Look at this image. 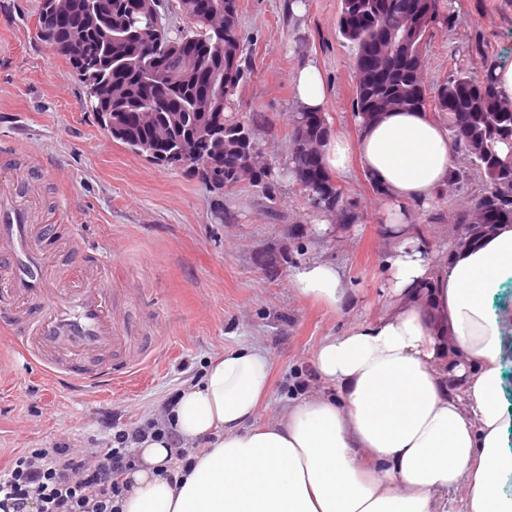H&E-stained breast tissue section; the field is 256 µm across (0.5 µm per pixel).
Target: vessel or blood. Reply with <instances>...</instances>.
Wrapping results in <instances>:
<instances>
[{"label": "vessel or blood", "instance_id": "1", "mask_svg": "<svg viewBox=\"0 0 512 512\" xmlns=\"http://www.w3.org/2000/svg\"><path fill=\"white\" fill-rule=\"evenodd\" d=\"M16 171L0 173V346L27 353L56 384L75 392L105 389L141 371L119 319L109 259L99 265L51 264L41 244L34 200L17 190Z\"/></svg>", "mask_w": 512, "mask_h": 512}]
</instances>
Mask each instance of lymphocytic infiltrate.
I'll return each instance as SVG.
<instances>
[{
	"instance_id": "1",
	"label": "lymphocytic infiltrate",
	"mask_w": 512,
	"mask_h": 512,
	"mask_svg": "<svg viewBox=\"0 0 512 512\" xmlns=\"http://www.w3.org/2000/svg\"><path fill=\"white\" fill-rule=\"evenodd\" d=\"M177 441L173 429L112 427L106 448L34 449L0 470V495L13 512H115L125 492L122 475L135 467V446L146 434Z\"/></svg>"
}]
</instances>
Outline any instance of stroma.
<instances>
[{
	"label": "stroma",
	"instance_id": "1",
	"mask_svg": "<svg viewBox=\"0 0 512 512\" xmlns=\"http://www.w3.org/2000/svg\"><path fill=\"white\" fill-rule=\"evenodd\" d=\"M40 0H0V168L33 177L46 247L70 264L68 239L86 244L80 261L110 255L117 303L136 348L153 362L131 386L81 394L50 383L19 352L0 354V469L34 448H101L112 425L157 418L161 406L198 382L224 348L264 347L271 390L257 422L291 402L333 396L313 356L321 341L383 312L382 258L389 241L378 215L385 197L361 169L339 177L359 215L326 236L313 232L321 214L280 170L290 153L293 74L314 58L325 78L332 133H357L353 46L336 31L340 0H306L292 17L287 0H237L248 71L232 108L239 119L268 116L262 151L274 170L273 199L241 182L217 192L197 175L164 169L112 141L98 128L70 65L35 34ZM448 23L428 39L422 79L433 87L483 61L512 65V0H447ZM470 187L443 191L438 206H413V227L437 258L448 259L451 216ZM310 257L343 271L352 300L330 312L299 294L293 266Z\"/></svg>",
	"mask_w": 512,
	"mask_h": 512
}]
</instances>
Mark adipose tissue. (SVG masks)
Wrapping results in <instances>:
<instances>
[{
	"label": "adipose tissue",
	"instance_id": "adipose-tissue-1",
	"mask_svg": "<svg viewBox=\"0 0 512 512\" xmlns=\"http://www.w3.org/2000/svg\"><path fill=\"white\" fill-rule=\"evenodd\" d=\"M293 83L298 111L325 112L315 60H301ZM322 163L339 176L359 165L383 189L391 241L385 313L326 337L314 356L338 398L309 396L256 423L271 359L257 346L225 349L164 415L191 444L192 469L170 482V443L143 439L137 466L122 476L119 512H441L458 488L464 512H512V411L491 308L512 279V225L444 263L413 233L410 204L432 200L453 168L448 130L426 112H385L355 138L332 136ZM292 284L334 312L351 300L326 260L300 263Z\"/></svg>",
	"mask_w": 512,
	"mask_h": 512
}]
</instances>
